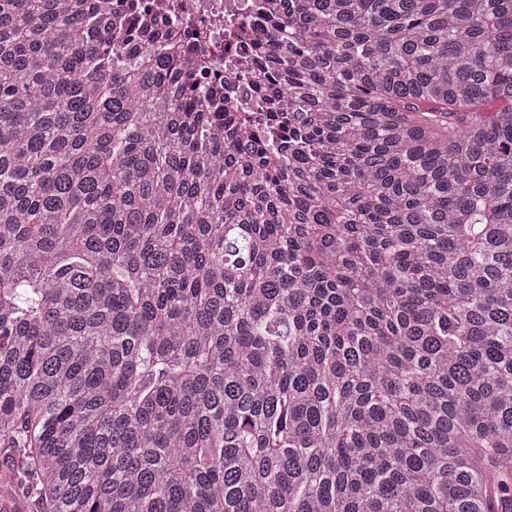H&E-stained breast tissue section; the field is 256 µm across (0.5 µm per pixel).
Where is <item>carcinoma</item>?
Listing matches in <instances>:
<instances>
[{
  "label": "carcinoma",
  "instance_id": "carcinoma-1",
  "mask_svg": "<svg viewBox=\"0 0 512 512\" xmlns=\"http://www.w3.org/2000/svg\"><path fill=\"white\" fill-rule=\"evenodd\" d=\"M0 0V457L35 512H512V0ZM175 2L178 8L168 13L170 22L178 26L203 28L202 38L196 42L192 56L216 65L223 71L234 70L235 60L224 48L222 21L224 13L243 12L244 0H169Z\"/></svg>",
  "mask_w": 512,
  "mask_h": 512
}]
</instances>
